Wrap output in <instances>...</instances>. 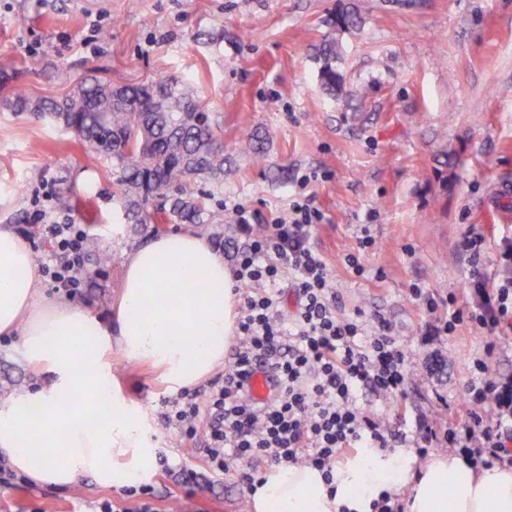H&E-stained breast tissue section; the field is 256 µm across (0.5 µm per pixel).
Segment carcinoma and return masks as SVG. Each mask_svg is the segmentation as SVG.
Instances as JSON below:
<instances>
[{"mask_svg": "<svg viewBox=\"0 0 512 512\" xmlns=\"http://www.w3.org/2000/svg\"><path fill=\"white\" fill-rule=\"evenodd\" d=\"M356 6L336 16L341 31L357 29ZM339 43L329 35L316 46L319 76L330 93L341 84ZM13 112L66 123L85 147L87 163L112 162L114 195L130 224L154 230L168 224L214 223L213 192L200 181L224 184V129L204 106L199 87L176 77L114 86L88 75L61 99L16 86L6 98Z\"/></svg>", "mask_w": 512, "mask_h": 512, "instance_id": "1", "label": "carcinoma"}]
</instances>
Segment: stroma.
Instances as JSON below:
<instances>
[{
	"instance_id": "obj_1",
	"label": "stroma",
	"mask_w": 512,
	"mask_h": 512,
	"mask_svg": "<svg viewBox=\"0 0 512 512\" xmlns=\"http://www.w3.org/2000/svg\"><path fill=\"white\" fill-rule=\"evenodd\" d=\"M362 26L338 33L344 93L321 88L313 47L331 33L342 0H0V99L21 85L37 95L66 92L87 72L123 84L159 76L199 83L224 129V184L212 206L241 204L260 217L287 215L313 197L324 219L312 243L324 256L346 312L390 320L418 376L399 417L388 398L361 402L415 448L416 417L447 418L464 403L485 336L462 324L423 342L425 318L410 289L463 296L460 243L484 229L487 254L512 235V0H355ZM26 26H18V17ZM260 130L263 151L242 143ZM455 153L456 167L445 164ZM111 162L88 166L74 135L0 106V225L34 254L44 248L36 211L83 225L111 262L84 278L73 304L101 320L114 315L125 254L151 229L127 222L112 196ZM375 240L367 272L346 268L359 226ZM383 279H376V271ZM112 381L137 403L158 442L147 478L155 512H250L240 471L195 490L174 470H203L202 447L160 412L171 393L158 370L111 352ZM42 377L20 339L0 335V401L33 390ZM111 500L134 512L123 488L81 478L76 487L28 483L0 490V512H94Z\"/></svg>"
}]
</instances>
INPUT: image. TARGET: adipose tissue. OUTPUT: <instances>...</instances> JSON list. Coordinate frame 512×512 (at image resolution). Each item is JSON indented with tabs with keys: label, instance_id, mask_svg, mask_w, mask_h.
<instances>
[{
	"label": "adipose tissue",
	"instance_id": "1",
	"mask_svg": "<svg viewBox=\"0 0 512 512\" xmlns=\"http://www.w3.org/2000/svg\"><path fill=\"white\" fill-rule=\"evenodd\" d=\"M115 322L41 297L19 235L0 225V334L19 332L40 390L0 405V455L35 482L66 488L80 477L121 487L149 473L156 445L139 407L111 385L106 351L160 369L172 389L208 377L224 361L236 326L231 272L192 231L137 246L123 265ZM48 449L33 466L31 447ZM405 494L406 512H512V466L472 468L461 456L419 463L412 449H359L340 463L336 487L286 465L262 477L251 512H372L381 493Z\"/></svg>",
	"mask_w": 512,
	"mask_h": 512
}]
</instances>
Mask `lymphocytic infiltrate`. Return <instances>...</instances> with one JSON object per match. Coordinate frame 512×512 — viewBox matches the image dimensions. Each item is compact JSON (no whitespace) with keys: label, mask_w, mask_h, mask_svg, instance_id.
Returning <instances> with one entry per match:
<instances>
[{"label":"lymphocytic infiltrate","mask_w":512,"mask_h":512,"mask_svg":"<svg viewBox=\"0 0 512 512\" xmlns=\"http://www.w3.org/2000/svg\"><path fill=\"white\" fill-rule=\"evenodd\" d=\"M232 213L235 278L243 287L232 357L222 376L185 392L163 418L192 439L198 418L206 417L209 474L244 466L243 479L250 483L262 467L302 464L332 482L342 452L388 446L390 430L359 398L372 392L401 401L412 384L410 354L384 317L369 322L361 311L343 313L330 269L311 244L322 221L312 199L265 224L254 223L244 206H234ZM44 236L43 276L77 293L85 230L56 221L45 225ZM463 251L470 267L465 304L456 295L443 298L416 285L411 295L427 318V335L451 336L461 322H470L490 337L487 356L495 341L512 336V238L501 239L491 267L478 227L468 231ZM285 284L296 296L289 316L279 307ZM485 358L474 360L464 406L447 423L417 420L419 454L435 445L451 448L476 468L512 466V377L492 373ZM260 370L275 387L263 401L249 390Z\"/></svg>","instance_id":"f902f5d3"}]
</instances>
